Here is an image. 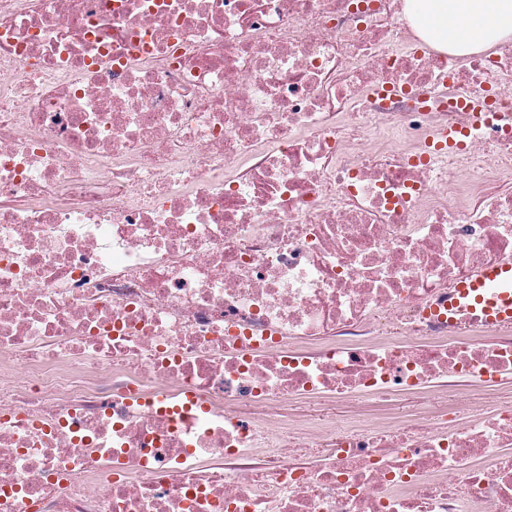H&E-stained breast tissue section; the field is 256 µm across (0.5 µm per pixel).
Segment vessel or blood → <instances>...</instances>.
Masks as SVG:
<instances>
[{
    "label": "vessel or blood",
    "mask_w": 512,
    "mask_h": 512,
    "mask_svg": "<svg viewBox=\"0 0 512 512\" xmlns=\"http://www.w3.org/2000/svg\"><path fill=\"white\" fill-rule=\"evenodd\" d=\"M452 314L470 313L484 326L512 324V265L497 264L461 282L448 297Z\"/></svg>",
    "instance_id": "obj_1"
}]
</instances>
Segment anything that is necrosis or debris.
<instances>
[{"label":"necrosis or debris","instance_id":"1","mask_svg":"<svg viewBox=\"0 0 512 512\" xmlns=\"http://www.w3.org/2000/svg\"><path fill=\"white\" fill-rule=\"evenodd\" d=\"M511 169L403 0H0V512H512ZM468 312L484 326L512 324V265L497 264L461 282L448 296V318Z\"/></svg>","mask_w":512,"mask_h":512}]
</instances>
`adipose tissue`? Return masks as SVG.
<instances>
[{
  "mask_svg": "<svg viewBox=\"0 0 512 512\" xmlns=\"http://www.w3.org/2000/svg\"><path fill=\"white\" fill-rule=\"evenodd\" d=\"M404 13L433 46L459 54L512 39V0H404Z\"/></svg>",
  "mask_w": 512,
  "mask_h": 512,
  "instance_id": "adipose-tissue-1",
  "label": "adipose tissue"
}]
</instances>
